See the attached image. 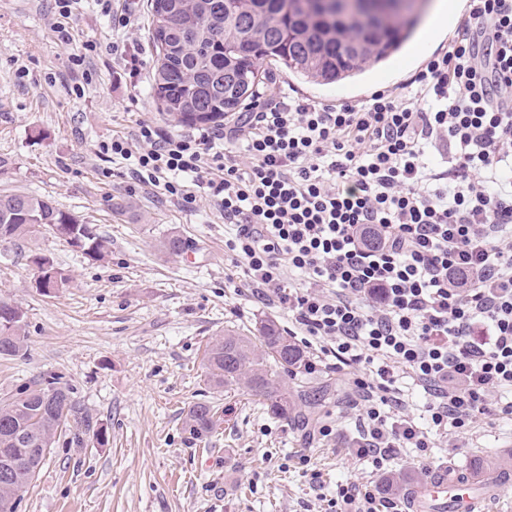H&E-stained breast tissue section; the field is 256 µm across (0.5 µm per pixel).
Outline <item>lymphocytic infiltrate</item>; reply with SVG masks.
<instances>
[{"mask_svg": "<svg viewBox=\"0 0 512 512\" xmlns=\"http://www.w3.org/2000/svg\"><path fill=\"white\" fill-rule=\"evenodd\" d=\"M55 5L63 44L73 16L107 20L103 49L138 89L135 12L112 0ZM470 7L472 23L413 76L411 98L271 97L227 128L140 120L96 150L167 202H209L234 279L281 308L303 346L351 370L353 453L379 472L406 450L419 462L435 439L476 435L488 416L512 418V0ZM444 145L445 167L434 160ZM327 506L400 512L351 482Z\"/></svg>", "mask_w": 512, "mask_h": 512, "instance_id": "obj_1", "label": "lymphocytic infiltrate"}]
</instances>
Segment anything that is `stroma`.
Returning a JSON list of instances; mask_svg holds the SVG:
<instances>
[{
    "mask_svg": "<svg viewBox=\"0 0 512 512\" xmlns=\"http://www.w3.org/2000/svg\"><path fill=\"white\" fill-rule=\"evenodd\" d=\"M54 0H0V193L49 199L111 242L98 262L51 232L33 242L0 245V300L25 314V356L0 358V396L35 377L72 387L83 410L106 432L104 443L60 439L22 492L17 512H321L340 481L381 484L383 473L351 455L353 422L321 438L347 399L349 373L317 365L303 385L323 388L317 422L303 426L268 415L256 397L206 381L204 349L225 331L257 335L278 307L230 287L224 225L207 202L183 211L134 184L96 154L100 142L139 120L167 123L151 80L131 90L111 55L91 56L85 82L72 63L84 44L111 42L106 22L74 17L64 45L52 28ZM428 60L402 51L352 82L302 83L273 71L262 96L326 104L357 103L408 83ZM83 94H75V87ZM126 212H118V204ZM179 236L175 258L160 240ZM49 257L69 279L47 294L36 286L33 254ZM217 402L215 429L200 439L184 430L189 406ZM308 457L317 479L304 475ZM454 463L512 469V421L484 420L478 437L458 436L431 449L427 466L393 462L415 486Z\"/></svg>",
    "mask_w": 512,
    "mask_h": 512,
    "instance_id": "35a3bbf8",
    "label": "stroma"
}]
</instances>
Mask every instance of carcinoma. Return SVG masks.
I'll list each match as a JSON object with an SVG mask.
<instances>
[{"label":"carcinoma","instance_id":"carcinoma-1","mask_svg":"<svg viewBox=\"0 0 512 512\" xmlns=\"http://www.w3.org/2000/svg\"><path fill=\"white\" fill-rule=\"evenodd\" d=\"M155 2L150 0L157 56L152 93L159 111L180 125H219L255 103L271 65L314 84L353 79L399 52L421 21L404 13L373 23L357 17L336 23L303 9L301 0H168L178 13L168 26ZM47 224L76 236L97 261L111 253L106 237L51 201L25 194L0 196L1 244L31 241ZM26 341L23 311L1 301L0 356L23 355ZM205 359L213 386L240 385L263 398L274 416L287 417L302 398L308 409L303 418L308 421L315 413L317 394L290 393L273 370L276 366L297 375L308 370L310 359L271 320L261 324L254 338H215ZM217 414L213 403L197 402L186 413L185 428L200 438L214 430ZM70 417L79 425L71 442L82 445L89 434L98 443L104 441L68 385L56 378L50 383L33 379L0 398V448L20 458L50 448L57 433L69 427ZM31 480L26 468L6 480L0 477V512H16L20 492Z\"/></svg>","mask_w":512,"mask_h":512}]
</instances>
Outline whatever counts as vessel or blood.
I'll list each match as a JSON object with an SVG mask.
<instances>
[{
  "mask_svg": "<svg viewBox=\"0 0 512 512\" xmlns=\"http://www.w3.org/2000/svg\"><path fill=\"white\" fill-rule=\"evenodd\" d=\"M511 496L512 482L507 480L482 490L471 481H451L443 474L415 490L417 512H489L492 504Z\"/></svg>",
  "mask_w": 512,
  "mask_h": 512,
  "instance_id": "vessel-or-blood-1",
  "label": "vessel or blood"
}]
</instances>
